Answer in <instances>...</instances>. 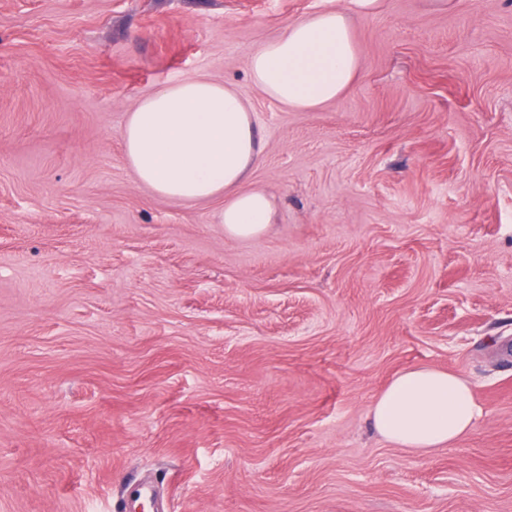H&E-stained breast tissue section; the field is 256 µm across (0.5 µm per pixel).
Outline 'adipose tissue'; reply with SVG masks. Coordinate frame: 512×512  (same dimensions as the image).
I'll use <instances>...</instances> for the list:
<instances>
[{
	"label": "adipose tissue",
	"instance_id": "obj_1",
	"mask_svg": "<svg viewBox=\"0 0 512 512\" xmlns=\"http://www.w3.org/2000/svg\"><path fill=\"white\" fill-rule=\"evenodd\" d=\"M247 68L253 83L287 108L311 111L336 101L358 73L345 12L328 9L289 24L258 47ZM121 138L136 180L155 194L223 198L219 219L233 238L268 228L269 197L243 188L261 150L250 105L233 87L207 77L167 85L134 104ZM481 414L463 375L427 366L398 373L370 409L374 430L409 451L453 445Z\"/></svg>",
	"mask_w": 512,
	"mask_h": 512
}]
</instances>
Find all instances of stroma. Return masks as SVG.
<instances>
[{
	"label": "stroma",
	"mask_w": 512,
	"mask_h": 512,
	"mask_svg": "<svg viewBox=\"0 0 512 512\" xmlns=\"http://www.w3.org/2000/svg\"><path fill=\"white\" fill-rule=\"evenodd\" d=\"M346 10L354 83L283 107L246 61ZM205 76L250 103L223 200L158 196L121 128ZM465 376L474 430L375 432L396 374ZM512 512V0H0V512Z\"/></svg>",
	"instance_id": "1"
}]
</instances>
